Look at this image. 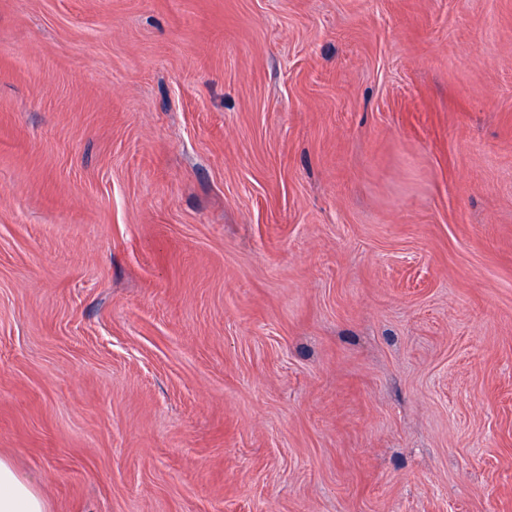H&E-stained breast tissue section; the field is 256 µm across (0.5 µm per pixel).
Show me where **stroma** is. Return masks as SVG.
I'll return each instance as SVG.
<instances>
[{
    "label": "stroma",
    "instance_id": "1",
    "mask_svg": "<svg viewBox=\"0 0 512 512\" xmlns=\"http://www.w3.org/2000/svg\"><path fill=\"white\" fill-rule=\"evenodd\" d=\"M0 454L51 512H512V0H0Z\"/></svg>",
    "mask_w": 512,
    "mask_h": 512
}]
</instances>
